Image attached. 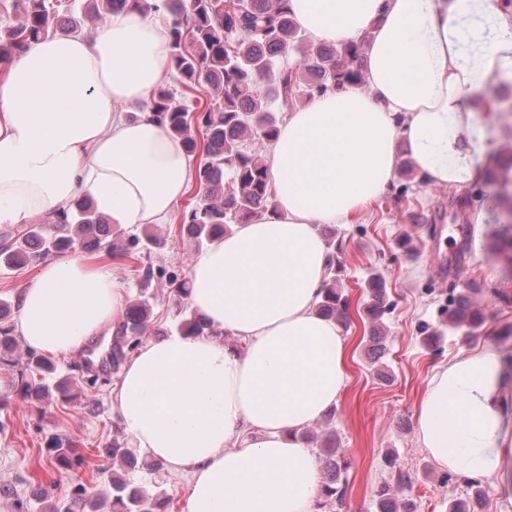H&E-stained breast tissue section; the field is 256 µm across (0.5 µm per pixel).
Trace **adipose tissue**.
<instances>
[{"label": "adipose tissue", "instance_id": "1", "mask_svg": "<svg viewBox=\"0 0 512 512\" xmlns=\"http://www.w3.org/2000/svg\"><path fill=\"white\" fill-rule=\"evenodd\" d=\"M147 2L113 13L93 37L32 41L0 73V224L84 194L116 224L171 220L194 175L152 115L173 69L162 0ZM289 7L317 41L369 36L371 90H330L288 112L266 156L272 211L193 259L187 303L219 336L150 340L123 368L112 404L128 443L189 473L188 512H317L321 470L298 435L348 380L347 339L315 311L326 265L317 227L352 223L392 187L400 142L427 184L473 183L484 89L512 81V12L500 0ZM124 308L111 267L73 254L40 266L16 330L38 352L73 355L113 333ZM416 416L436 467L482 481L496 512H512V357L491 343L450 357Z\"/></svg>", "mask_w": 512, "mask_h": 512}]
</instances>
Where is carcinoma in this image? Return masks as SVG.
Here are the masks:
<instances>
[{"label":"carcinoma","mask_w":512,"mask_h":512,"mask_svg":"<svg viewBox=\"0 0 512 512\" xmlns=\"http://www.w3.org/2000/svg\"><path fill=\"white\" fill-rule=\"evenodd\" d=\"M146 0H88L85 17L92 23L104 22L112 12L145 5ZM171 47V64L180 83L200 89L210 96L203 109L169 88H160L153 98L158 122L179 139L192 157L202 155L195 169L200 198L183 209L178 234L194 250L205 249L216 236L234 224H246L271 204L266 161L261 151L246 146L249 140L270 143L279 133V119L272 104L288 103L295 92L308 97L328 89L359 86L364 77L358 66L367 39L329 44L299 35L288 10V0H164ZM14 23L0 27V64L12 61L32 40L83 30L81 21L59 12L52 0H12ZM298 56L292 66L281 60ZM512 168V157L492 160L484 180L499 187L504 212L512 214V183L498 178L502 166ZM328 249L323 291L317 311L341 322L348 320L350 302L339 288L344 272L343 239L336 230L323 228ZM112 224L98 212L89 197L76 199L70 208L42 224H25L16 232L0 235V270L36 266L51 256L78 248L104 250L115 260H139L142 251H161L169 237L155 232L133 236L117 243L111 240ZM497 249L504 266L512 271V224H503ZM137 292L128 300L125 315L112 336V374L120 373L151 326L154 295L149 292L155 271L150 265L136 269ZM476 283L450 298L448 327L470 335L488 319V311L475 299ZM366 314L380 320L390 309L387 287L380 276L367 281ZM188 335H215L212 326L194 311L179 309L172 326ZM18 334L12 320V304L0 300V364L16 369L15 388L20 398L36 399L56 391L64 400L71 398V384L82 381L90 386L110 384L98 381L86 364H74L79 377L54 379L57 365L48 357L28 348L25 357L16 358ZM51 463L58 470H70L81 463L64 450L61 441L50 447ZM104 451L121 462L112 472V512H169L172 495L165 490L149 496L134 479L136 459L120 428H115ZM324 473L318 508L333 502L343 505L348 484L344 473L349 467L345 451L336 444L335 430L328 431L323 448ZM378 512H410L398 502L387 483L375 489ZM71 503L79 509L98 507L94 494L83 485L74 488Z\"/></svg>","instance_id":"obj_1"}]
</instances>
